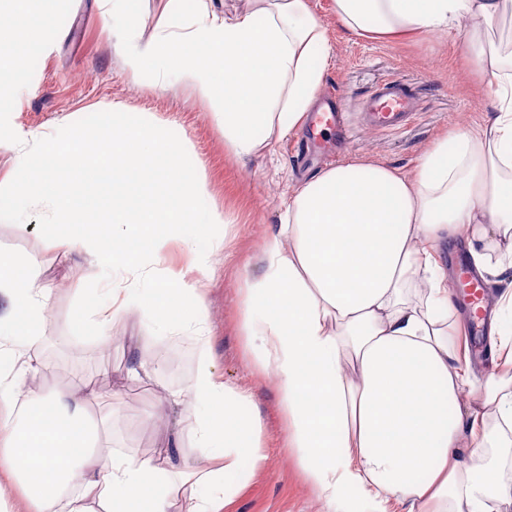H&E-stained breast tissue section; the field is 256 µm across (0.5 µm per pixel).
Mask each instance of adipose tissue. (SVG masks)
I'll list each match as a JSON object with an SVG mask.
<instances>
[{
  "label": "adipose tissue",
  "mask_w": 512,
  "mask_h": 512,
  "mask_svg": "<svg viewBox=\"0 0 512 512\" xmlns=\"http://www.w3.org/2000/svg\"><path fill=\"white\" fill-rule=\"evenodd\" d=\"M0 0L13 25L0 27V112L18 78L57 37L64 0ZM143 0H112L114 48L129 75L191 89L247 159L302 126L332 47L309 0H249L227 15L214 0H171L164 23L142 38ZM349 33L398 38L452 30L462 18L491 28L512 0H334ZM495 89L491 123L446 137L409 177L378 162L326 169L292 192L278 231L244 276L239 330L251 367L273 375L289 445L311 485L341 512H495L512 497L491 448L512 447V375L492 372L478 398L453 339L456 294L440 260L462 241L484 281L512 270V50L481 52ZM32 146L0 191V223L15 224L34 201L52 206L54 246L82 250L90 265L123 275L74 313L107 337L137 309L160 330L195 328L199 365L185 404L197 445L216 470H175L168 457L105 448L107 423L91 418V386L72 395L18 400L41 346L51 290L35 256L0 255V466L34 512H168L176 482H194L186 512H222L225 473L258 460L261 419L211 368L203 275L225 224L210 206L183 139L136 112L99 113L88 138L29 133ZM192 258L165 264L172 241Z\"/></svg>",
  "instance_id": "1"
}]
</instances>
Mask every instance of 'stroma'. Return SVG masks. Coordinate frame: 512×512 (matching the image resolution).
I'll return each instance as SVG.
<instances>
[{
  "instance_id": "35a3bbf8",
  "label": "stroma",
  "mask_w": 512,
  "mask_h": 512,
  "mask_svg": "<svg viewBox=\"0 0 512 512\" xmlns=\"http://www.w3.org/2000/svg\"><path fill=\"white\" fill-rule=\"evenodd\" d=\"M332 46L320 94L335 92L349 114L347 143L337 148L335 135H313L312 160L297 158L300 133L271 143L259 155L237 161L224 146V134L184 86L155 88L134 81L113 47L112 30L99 0H68L52 49L33 58L15 90L7 115L12 135L0 140V181L13 167L17 135L39 131L56 135L63 118L93 126L101 111L145 112L192 145L210 202L230 220L223 247L209 262L206 299L210 353L215 375L236 391L250 395L260 414L259 464L243 460L226 476L233 493L224 512H336L321 498L298 465L273 376L251 372L246 341L238 330L239 288L254 256L275 233L291 187L321 170L354 161H374L414 175L423 154L449 133L492 116V102L477 75H464L469 21L446 34L405 41L367 40L336 22L333 0H309ZM397 79L415 92L418 108L402 128L384 130L362 118L370 93ZM50 211L38 206L17 224H0V252L38 257V279L53 290L46 310L42 346L28 351L32 369L23 391L66 394L75 377L92 382L99 394L95 415L112 414V448L142 457L156 455L177 438L175 460L201 468L191 414L172 411V393L185 390L198 364L193 337L176 330L159 335L155 325L134 310L113 321L110 337L100 341L77 328L73 311L98 287L101 273L81 252L64 255L51 245ZM155 361L151 377L133 379L139 361Z\"/></svg>"
}]
</instances>
